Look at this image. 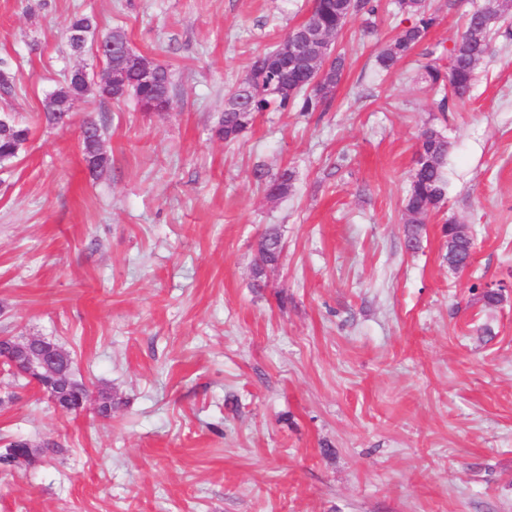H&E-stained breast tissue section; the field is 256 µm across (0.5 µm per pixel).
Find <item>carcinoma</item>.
I'll use <instances>...</instances> for the list:
<instances>
[{"instance_id":"carcinoma-1","label":"carcinoma","mask_w":512,"mask_h":512,"mask_svg":"<svg viewBox=\"0 0 512 512\" xmlns=\"http://www.w3.org/2000/svg\"><path fill=\"white\" fill-rule=\"evenodd\" d=\"M401 4L415 20L378 54L377 62L386 71L394 68L422 43L439 21V16L426 4V0H401ZM312 6L314 13L293 30L313 26L322 34H337L349 23L347 16L351 14L365 17L364 35L368 37L374 32L371 17L378 13L380 0H355L352 4L349 0H312ZM511 10L512 0H485L484 6L468 17L465 30L448 49L447 70L433 65L428 67L429 85L444 92L441 103H455L468 95L475 69L489 53L490 33L494 24ZM67 41L74 52H81L87 47L96 49L100 44L113 45L120 51L127 47L122 31L116 29L102 34L94 18L84 14L70 20ZM344 67V58L336 55L320 82L316 83L315 69H283L276 49L257 57L250 66L248 76L228 96L215 128L216 135L226 141L236 139L253 125L257 113L265 112L272 106L282 111H318L341 81ZM157 70L156 81L145 85L140 80L136 66H128L126 82L120 89L96 79L93 74L83 76L81 70H73L46 97L43 106L45 119L50 124H62L75 101L90 97L101 102H120L132 97L143 111L149 112L158 100L172 101V74L163 64L157 65ZM29 137L30 128L27 125L8 113L0 118V168L16 162ZM80 139L88 169L97 175L103 173L109 166V157L102 147L103 125L92 118L85 119L80 126ZM447 154L448 141L439 132L426 130L419 150L421 159L416 161L411 171L405 200L406 239L415 249L420 244L425 217L444 203L447 192L444 159ZM255 177L263 184L267 195L276 198L288 194L294 172L285 168L269 179L262 172L255 173ZM472 247L473 243L466 239L457 240L446 254L448 264L456 269L466 267ZM281 249V236L276 230L269 229L260 237L256 277H261L265 268L278 264ZM37 460L31 448L16 450L12 442L6 446L5 452L0 453V464L5 466L33 465Z\"/></svg>"}]
</instances>
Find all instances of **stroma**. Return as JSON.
I'll use <instances>...</instances> for the list:
<instances>
[{"label":"stroma","instance_id":"stroma-1","mask_svg":"<svg viewBox=\"0 0 512 512\" xmlns=\"http://www.w3.org/2000/svg\"><path fill=\"white\" fill-rule=\"evenodd\" d=\"M484 0H431L441 20L385 71L409 20L383 0L334 41L346 59L319 111L271 110L215 133L252 59L312 0H0V93L32 135L0 170V336L53 340L73 377L111 392L56 408L0 374V512H512V16L497 24L463 104L442 108L426 68ZM122 30L174 82L169 111L47 94L77 67L69 20ZM104 124L110 167L79 146ZM448 141L447 199L406 247L404 199L426 129ZM295 173L268 197L256 172ZM468 225L470 266L445 259L444 221ZM284 251L256 279L257 241ZM504 280L498 305L475 286ZM103 125L86 118L80 126L82 153L88 169L94 174L103 173L109 166V157L102 147ZM21 448L19 450H12ZM38 457L32 454L29 447H14V441L10 442L5 448L4 453H0V464L5 466H22L33 465L37 462Z\"/></svg>","mask_w":512,"mask_h":512}]
</instances>
